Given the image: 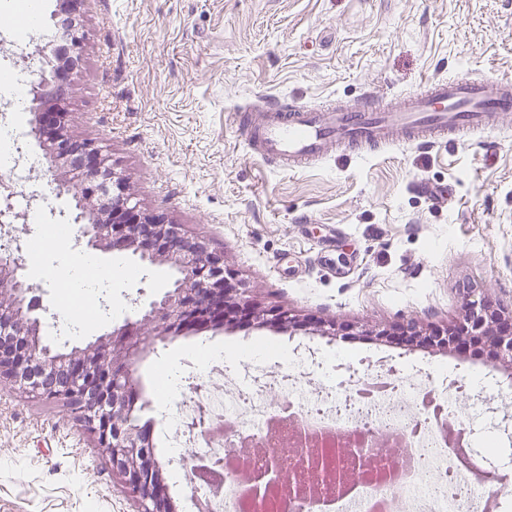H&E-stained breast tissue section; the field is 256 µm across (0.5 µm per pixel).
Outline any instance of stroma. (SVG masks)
<instances>
[{"mask_svg":"<svg viewBox=\"0 0 512 512\" xmlns=\"http://www.w3.org/2000/svg\"><path fill=\"white\" fill-rule=\"evenodd\" d=\"M31 43L74 16L84 51L69 84L72 140L111 153L142 210L209 241L261 307L361 326L363 335L289 336L273 327H205L157 342L136 364V388L152 421L155 453L167 461L178 512L187 489L161 442L172 424L154 396L163 368L196 382L199 348L270 345L259 362L271 374L283 351L322 356L337 382L369 367L430 364L474 390L461 419L484 409L489 391L512 378L487 358L458 356L377 338L378 330L458 316L463 291L488 289L512 304V120L430 149L393 144L345 151L293 171L262 161L241 139L235 112L288 103L353 104L371 93L397 102L434 76L481 73L512 79V0H41ZM11 0H0V69L36 73V53L15 47ZM27 128L30 179L53 193L44 224H70L71 197L58 196L44 152L31 135V99L13 111ZM448 186L436 207L415 185ZM26 224L24 249L41 263L31 280L45 307L85 249ZM105 280L95 296L109 307L82 330L86 344L136 319L176 273L120 251L98 252ZM116 266L135 277H110ZM0 512H138L123 479L61 404L0 382Z\"/></svg>","mask_w":512,"mask_h":512,"instance_id":"obj_1","label":"stroma"}]
</instances>
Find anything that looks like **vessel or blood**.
<instances>
[{
	"instance_id": "b4317fda",
	"label": "vessel or blood",
	"mask_w": 512,
	"mask_h": 512,
	"mask_svg": "<svg viewBox=\"0 0 512 512\" xmlns=\"http://www.w3.org/2000/svg\"><path fill=\"white\" fill-rule=\"evenodd\" d=\"M511 115V79L454 76L425 80L396 105L368 94L350 107L275 108L244 124L242 136L262 157L299 169L336 148L375 150L396 140L433 144Z\"/></svg>"
}]
</instances>
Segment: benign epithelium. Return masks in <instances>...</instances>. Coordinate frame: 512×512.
Segmentation results:
<instances>
[{"label":"benign epithelium","mask_w":512,"mask_h":512,"mask_svg":"<svg viewBox=\"0 0 512 512\" xmlns=\"http://www.w3.org/2000/svg\"><path fill=\"white\" fill-rule=\"evenodd\" d=\"M49 70L32 84L33 132L45 149L49 167L61 173L59 191L71 195L87 247L120 250L143 262L166 264L178 273L173 288L153 300L135 326L112 330L83 346L53 352L39 333L36 285L25 274L22 244L14 237L0 245V380L65 406L81 430L95 439L112 470L124 480L140 512H172L166 464L154 456L149 426L140 424L134 385L139 353L156 342L175 338L192 326H224L236 317L258 327L268 324L291 336H334V320H308L252 302L248 289L230 282L224 254L165 217L141 210L134 192L117 171L112 155L93 142L75 145L69 135V112L63 106L67 78L51 61L52 44L37 47ZM377 335L461 356L479 349L512 377V306L492 299L483 289L464 292L459 315L445 325L421 322L382 329ZM343 441L336 452H311L304 466L334 477L336 490L357 479L363 469ZM293 512H312L311 489L288 490Z\"/></svg>","instance_id":"obj_1"}]
</instances>
